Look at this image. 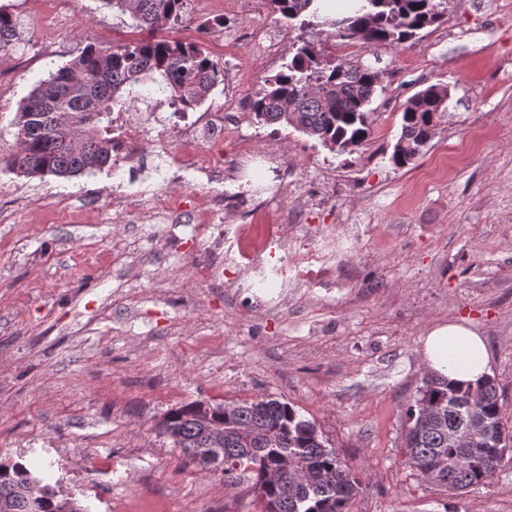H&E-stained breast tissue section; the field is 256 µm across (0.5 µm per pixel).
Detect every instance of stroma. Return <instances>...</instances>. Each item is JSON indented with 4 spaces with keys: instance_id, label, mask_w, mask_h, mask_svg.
Returning a JSON list of instances; mask_svg holds the SVG:
<instances>
[{
    "instance_id": "35a3bbf8",
    "label": "stroma",
    "mask_w": 512,
    "mask_h": 512,
    "mask_svg": "<svg viewBox=\"0 0 512 512\" xmlns=\"http://www.w3.org/2000/svg\"><path fill=\"white\" fill-rule=\"evenodd\" d=\"M19 40L0 52V156L37 81L90 42L130 37L101 0H0ZM228 29L267 28L264 60L240 44L205 49L245 80L218 173L177 146L119 171L19 176L0 165V460L23 461L83 512H263L250 482L188 459L158 421L193 401L260 396L316 423L360 480L350 512H512V452L461 495L406 462L403 437L428 371L420 339L458 321L487 339L512 430V0H450L442 24L394 48L288 26L269 0H231ZM378 69L372 140L343 158L290 127L258 124L250 102L293 41ZM448 113L411 166L388 154L402 104L433 84ZM249 151H242V144ZM218 215L199 234L195 192ZM177 195V215L119 213L117 198ZM275 224L255 287L236 262L250 225ZM224 255L210 280L197 266ZM317 260L300 276L291 257Z\"/></svg>"
}]
</instances>
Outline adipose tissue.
Wrapping results in <instances>:
<instances>
[{
  "instance_id": "ef3b65f1",
  "label": "adipose tissue",
  "mask_w": 512,
  "mask_h": 512,
  "mask_svg": "<svg viewBox=\"0 0 512 512\" xmlns=\"http://www.w3.org/2000/svg\"><path fill=\"white\" fill-rule=\"evenodd\" d=\"M421 350L434 376L464 387L478 388L491 373L484 338L458 322L431 327L421 340Z\"/></svg>"
}]
</instances>
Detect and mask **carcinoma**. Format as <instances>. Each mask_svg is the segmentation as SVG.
Masks as SVG:
<instances>
[{"instance_id":"cac0c4a2","label":"carcinoma","mask_w":512,"mask_h":512,"mask_svg":"<svg viewBox=\"0 0 512 512\" xmlns=\"http://www.w3.org/2000/svg\"><path fill=\"white\" fill-rule=\"evenodd\" d=\"M130 16L148 36L126 43L88 44L81 53L37 82L16 123L19 149L5 166L22 175L76 177L112 166L116 135L112 113L132 103L133 90L156 85L182 111L194 110L218 86L221 65L196 41L172 36L186 22V0H101ZM450 0H363L343 16L326 18L334 37L366 46L401 47L440 23ZM273 10L299 26L318 18L317 0H270ZM18 41L17 22L0 5V51ZM283 70L265 80L251 109L258 122L284 123L338 155L369 144L372 98L380 73L343 58L327 59L315 44L290 51ZM448 111V96L431 85L402 105L400 133L389 156L402 169L433 139V124ZM174 447L193 460L223 464L224 478L252 481L264 512H350L359 480L315 423L289 403L265 396L236 402L224 416V446L203 436L194 403L168 412ZM404 437L408 463L431 483L456 492L489 480L512 448L496 382L488 378L474 399L469 388L428 377L409 410ZM40 480L23 463L0 460V512H57L61 499L50 485L33 498Z\"/></svg>"}]
</instances>
